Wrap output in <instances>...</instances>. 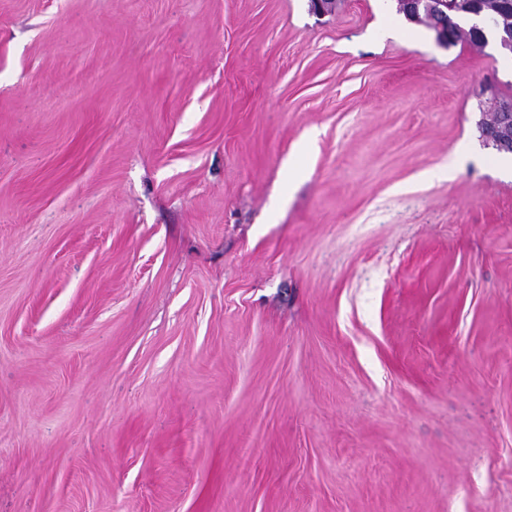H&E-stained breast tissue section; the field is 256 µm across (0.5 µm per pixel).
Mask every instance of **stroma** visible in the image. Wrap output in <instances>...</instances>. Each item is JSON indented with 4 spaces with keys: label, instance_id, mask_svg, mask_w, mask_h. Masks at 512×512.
<instances>
[{
    "label": "stroma",
    "instance_id": "stroma-1",
    "mask_svg": "<svg viewBox=\"0 0 512 512\" xmlns=\"http://www.w3.org/2000/svg\"><path fill=\"white\" fill-rule=\"evenodd\" d=\"M398 8L0 0V512H512V58ZM505 112H498L497 116L504 114L506 120L501 125L490 124V128L485 132L484 137L489 140H496L497 144L505 154H512V126L511 130L508 123L512 125L511 104L503 105Z\"/></svg>",
    "mask_w": 512,
    "mask_h": 512
}]
</instances>
